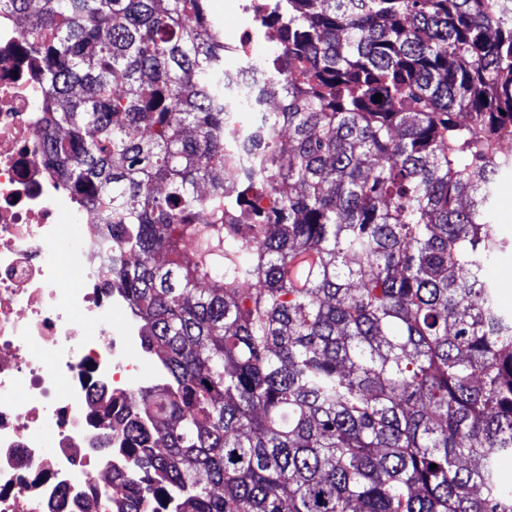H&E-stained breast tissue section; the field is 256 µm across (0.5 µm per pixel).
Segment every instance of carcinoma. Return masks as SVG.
Wrapping results in <instances>:
<instances>
[{
    "label": "carcinoma",
    "instance_id": "obj_1",
    "mask_svg": "<svg viewBox=\"0 0 512 512\" xmlns=\"http://www.w3.org/2000/svg\"><path fill=\"white\" fill-rule=\"evenodd\" d=\"M53 103L47 161L160 381L104 399L107 512H512V0H286L281 108L244 140L205 0H0ZM381 101H375V95ZM267 192L272 211L257 207ZM437 468H431V465ZM493 224L501 237L512 241V171H505L496 182ZM510 273V279L505 274ZM490 274L498 284V305L504 313H512V245L500 250L494 257Z\"/></svg>",
    "mask_w": 512,
    "mask_h": 512
}]
</instances>
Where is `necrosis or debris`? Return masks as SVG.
Instances as JSON below:
<instances>
[{"label":"necrosis or debris","instance_id":"necrosis-or-debris-1","mask_svg":"<svg viewBox=\"0 0 512 512\" xmlns=\"http://www.w3.org/2000/svg\"><path fill=\"white\" fill-rule=\"evenodd\" d=\"M271 8L243 0L251 25L224 42L233 98L267 82ZM21 31L0 13V512H103L100 478L128 462L110 451L95 397L140 379V330L131 318L112 327L128 304L104 286L94 213L45 158L50 100Z\"/></svg>","mask_w":512,"mask_h":512}]
</instances>
